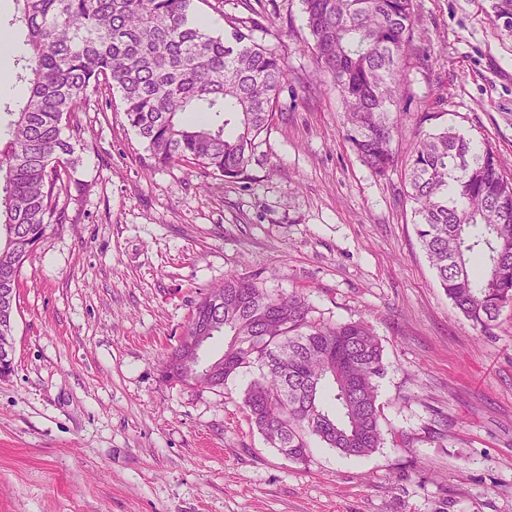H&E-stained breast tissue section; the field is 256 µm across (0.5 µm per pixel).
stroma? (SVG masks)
Instances as JSON below:
<instances>
[{
    "label": "stroma",
    "instance_id": "obj_1",
    "mask_svg": "<svg viewBox=\"0 0 512 512\" xmlns=\"http://www.w3.org/2000/svg\"><path fill=\"white\" fill-rule=\"evenodd\" d=\"M398 164L374 175L346 138L301 0H194L284 61L249 179L146 172L123 113L63 130L76 223L53 224L19 278L14 370L0 379V512H512V306L479 334L414 231L403 162L444 127L490 145L512 178V32L492 0H413ZM230 273L298 293L328 324L363 319L384 350V443L347 458L272 448L221 389L164 370L195 303Z\"/></svg>",
    "mask_w": 512,
    "mask_h": 512
}]
</instances>
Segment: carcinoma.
<instances>
[{"mask_svg": "<svg viewBox=\"0 0 512 512\" xmlns=\"http://www.w3.org/2000/svg\"><path fill=\"white\" fill-rule=\"evenodd\" d=\"M8 25L25 33L11 74L25 96L4 106L0 127V290L19 274L52 224L67 222L77 160L62 126L90 103L119 95L150 162L248 178L255 141L274 119L286 78L281 57L235 27L214 36L191 17L193 0H13ZM316 62L343 105L351 147L386 176L395 155L396 96L412 47V0H302ZM494 22L512 31V0H494ZM192 113V121L184 115ZM417 238L448 299L482 334L512 293V180L499 157L443 128L417 140L406 162ZM224 336L217 382L254 369L242 397L272 447L305 462L310 441L353 458L383 444L378 403L386 366L365 320L328 325L298 294H273L230 273L202 297L173 348L165 376L196 380L189 339Z\"/></svg>", "mask_w": 512, "mask_h": 512, "instance_id": "cac0c4a2", "label": "carcinoma"}]
</instances>
